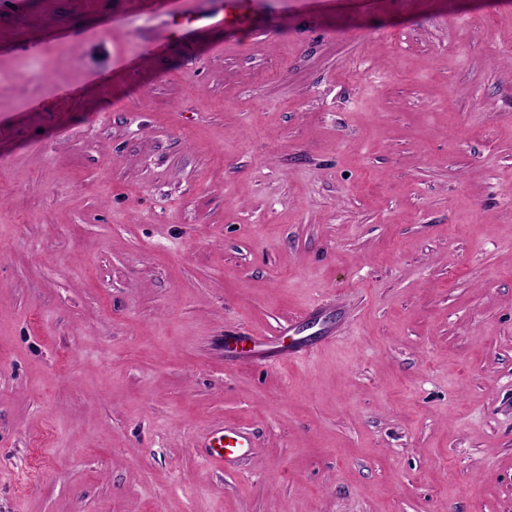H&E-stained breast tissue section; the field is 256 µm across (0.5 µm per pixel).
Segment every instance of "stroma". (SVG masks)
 Segmentation results:
<instances>
[{
  "label": "stroma",
  "mask_w": 512,
  "mask_h": 512,
  "mask_svg": "<svg viewBox=\"0 0 512 512\" xmlns=\"http://www.w3.org/2000/svg\"><path fill=\"white\" fill-rule=\"evenodd\" d=\"M254 10L0 0V512H512V0ZM252 0H224L223 7L207 12V18L211 27H226L230 25L261 24L256 13L251 7ZM203 446L209 448L210 459L224 470L237 468L239 462L254 448L250 436L229 423L214 427L209 436L204 438Z\"/></svg>",
  "instance_id": "35a3bbf8"
}]
</instances>
